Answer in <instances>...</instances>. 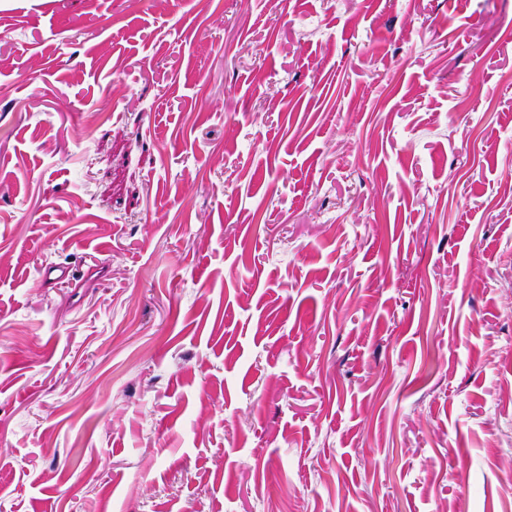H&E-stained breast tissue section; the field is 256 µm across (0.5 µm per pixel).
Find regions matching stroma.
Segmentation results:
<instances>
[{"mask_svg":"<svg viewBox=\"0 0 512 512\" xmlns=\"http://www.w3.org/2000/svg\"><path fill=\"white\" fill-rule=\"evenodd\" d=\"M0 512H512V0H0Z\"/></svg>","mask_w":512,"mask_h":512,"instance_id":"stroma-1","label":"stroma"}]
</instances>
